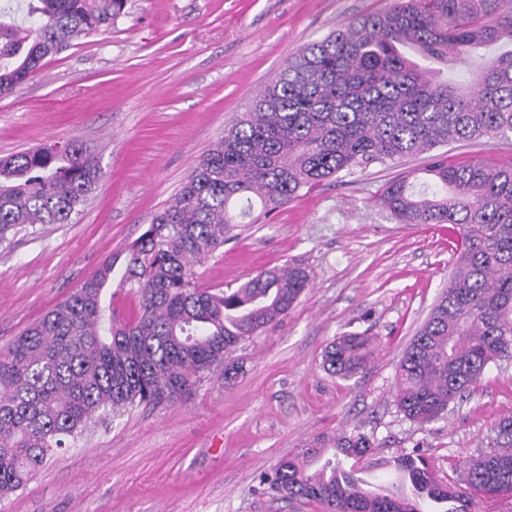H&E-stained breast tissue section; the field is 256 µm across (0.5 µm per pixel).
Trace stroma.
<instances>
[{
    "mask_svg": "<svg viewBox=\"0 0 512 512\" xmlns=\"http://www.w3.org/2000/svg\"><path fill=\"white\" fill-rule=\"evenodd\" d=\"M393 0H126L111 24L74 41L15 92L0 96V158L77 137L105 177L76 223L46 224L0 246V349L137 238L196 161L302 46ZM454 163L512 166V140L448 146ZM425 156L373 164L311 189L197 272L238 287L296 264L311 279L288 316L232 353L185 400L138 406L90 424L0 512H321L261 481L316 438L360 426L384 455L420 450L439 479L512 416V360L491 367L445 418L418 425L392 399L397 367L448 284L458 237L448 224H402L378 196ZM372 337L366 367L328 373L325 348Z\"/></svg>",
    "mask_w": 512,
    "mask_h": 512,
    "instance_id": "obj_1",
    "label": "stroma"
}]
</instances>
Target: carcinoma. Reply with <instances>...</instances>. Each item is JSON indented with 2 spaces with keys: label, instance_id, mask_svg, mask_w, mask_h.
<instances>
[{
  "label": "carcinoma",
  "instance_id": "1",
  "mask_svg": "<svg viewBox=\"0 0 512 512\" xmlns=\"http://www.w3.org/2000/svg\"><path fill=\"white\" fill-rule=\"evenodd\" d=\"M124 0H27L0 9V96L72 40L112 20ZM512 0H396L301 47L191 168L148 228L74 293L0 351V498L25 487L47 457L88 424L129 407L175 403L226 356L288 315L309 288L296 266L256 273L234 289L204 287L195 265L298 193L372 164L426 154L421 175L383 187L404 224H450L461 246L448 288L405 348L393 401L426 424L464 399L487 370L512 360V167L450 164L438 147L512 139ZM450 67L478 49L473 87L402 54ZM104 177L78 138L0 158V243L38 224H72ZM117 289H112L114 278ZM135 302L124 319L114 298ZM372 341L348 334L324 366L349 379ZM439 481L418 450L378 455L358 428L281 459L262 482L323 512H471L475 494L512 497V418Z\"/></svg>",
  "mask_w": 512,
  "mask_h": 512
}]
</instances>
